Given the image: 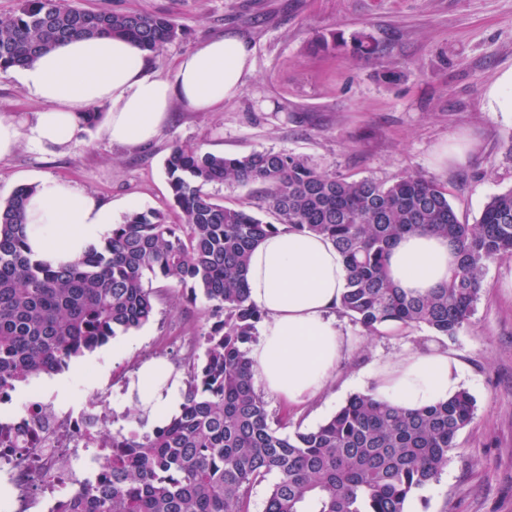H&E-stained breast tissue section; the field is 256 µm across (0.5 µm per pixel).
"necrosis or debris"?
Masks as SVG:
<instances>
[{
  "instance_id": "4bbe7bcc",
  "label": "necrosis or debris",
  "mask_w": 512,
  "mask_h": 512,
  "mask_svg": "<svg viewBox=\"0 0 512 512\" xmlns=\"http://www.w3.org/2000/svg\"><path fill=\"white\" fill-rule=\"evenodd\" d=\"M111 423V393L75 409L31 391L0 420L9 440L0 448V512H54L62 499L89 485V471L104 475L112 451L97 437Z\"/></svg>"
}]
</instances>
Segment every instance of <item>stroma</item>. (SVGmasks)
<instances>
[{"label":"stroma","mask_w":512,"mask_h":512,"mask_svg":"<svg viewBox=\"0 0 512 512\" xmlns=\"http://www.w3.org/2000/svg\"><path fill=\"white\" fill-rule=\"evenodd\" d=\"M89 10L166 14L178 37L150 55L153 71L168 75L176 59L208 40L233 33L254 51L243 90L218 112L175 105L154 142L112 145L98 127H82L68 151L40 150L20 140L0 159V201L22 184L51 176L110 204L114 222L134 211L164 213L170 190L164 161L177 143L227 155L271 150L303 157L317 170L350 179L392 183L409 173L435 179L459 218L472 223L493 195L512 189V112L494 110L490 89L512 69V0H76ZM366 32L378 50L364 58L351 41ZM337 38L336 49L317 47ZM42 104L16 74L0 73V116L32 121ZM466 145L462 161L440 166L442 148ZM153 320L133 331L126 352L111 346L73 361L64 376L68 403L93 398L80 384L92 364L112 375L117 419L126 430L153 423L127 399L126 386L142 366L166 359L186 382L184 346L200 342L211 322L204 301L177 299L160 289ZM350 351L334 384L308 405L266 395L273 415L304 428L331 416L369 373L387 359L425 347L426 327L394 326L365 335L336 314ZM461 362L464 388L476 401L473 422L456 438L447 469L417 492L408 512H512V258L491 262L468 325L441 341Z\"/></svg>","instance_id":"1"}]
</instances>
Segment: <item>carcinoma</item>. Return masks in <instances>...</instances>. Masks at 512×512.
Listing matches in <instances>:
<instances>
[{
    "mask_svg": "<svg viewBox=\"0 0 512 512\" xmlns=\"http://www.w3.org/2000/svg\"><path fill=\"white\" fill-rule=\"evenodd\" d=\"M99 35L131 38L155 54L178 28L162 15L19 0L0 16V70L71 37ZM353 40L361 56L376 51L365 32ZM165 167L180 223L134 211L100 247L58 267L28 249L24 216L35 186L0 203V393L63 372L149 323L158 299L150 279L188 302L203 297L214 319L203 357L188 358L180 412L143 434L102 431L101 447H112L109 475L66 497L59 512H249L252 489L270 476L264 512H404L447 469L458 433L474 418V398L464 390L405 411L362 392L311 429L271 418L248 357L264 319L247 302L250 251L271 232L324 236L347 269L339 312L366 334L397 323L452 337L470 321L488 264L512 257V190L465 224L446 190L422 174L389 185L348 180L284 152L226 156L191 143L175 145ZM224 183L262 184L259 210L275 222L206 191ZM419 230L448 238L458 254L448 285L425 296L401 292L386 274L393 241Z\"/></svg>",
    "mask_w": 512,
    "mask_h": 512,
    "instance_id": "cac0c4a2",
    "label": "carcinoma"
}]
</instances>
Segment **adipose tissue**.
<instances>
[{"instance_id": "1", "label": "adipose tissue", "mask_w": 512, "mask_h": 512, "mask_svg": "<svg viewBox=\"0 0 512 512\" xmlns=\"http://www.w3.org/2000/svg\"><path fill=\"white\" fill-rule=\"evenodd\" d=\"M253 71L251 46L234 34L208 41L182 56L172 75L150 72L147 55L122 38L73 39L56 45L20 80L42 102L31 124L0 116V158L20 140L47 151L69 147L82 113L106 106L102 127L113 145L139 147L154 141L174 103L195 112H216L236 97ZM28 243L36 259L59 264L101 245L112 234V208L67 182L41 179L25 212ZM447 239L418 232L393 247L387 271L404 292L441 287L455 264ZM248 302L265 312L261 339L250 358L266 392L300 406L333 382L348 342L332 315L346 286V269L324 237L272 233L254 248L247 271ZM168 363H147L135 385L137 405L154 417L181 401ZM458 358L440 342L384 361L369 388L379 401L417 409L445 401L462 388Z\"/></svg>"}]
</instances>
